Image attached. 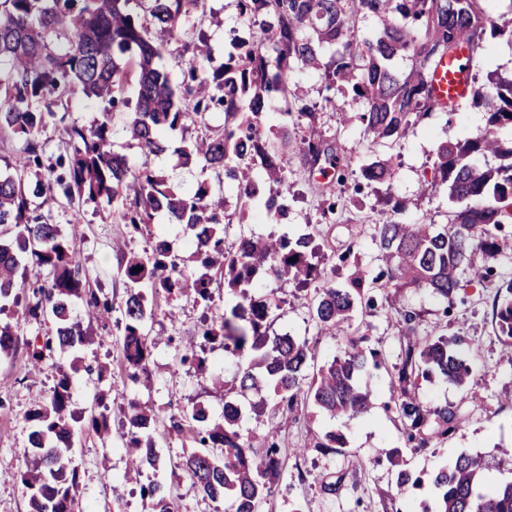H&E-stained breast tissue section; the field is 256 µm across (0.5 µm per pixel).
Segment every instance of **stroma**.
I'll list each match as a JSON object with an SVG mask.
<instances>
[{"label":"stroma","mask_w":512,"mask_h":512,"mask_svg":"<svg viewBox=\"0 0 512 512\" xmlns=\"http://www.w3.org/2000/svg\"><path fill=\"white\" fill-rule=\"evenodd\" d=\"M234 36H251L250 28L238 16L234 0H207L205 15H192L182 21L179 40L163 50L158 65L173 82H181L190 58L183 50L184 44L204 40L210 65L216 68L223 64L229 40ZM291 86L294 95L316 111L314 118H301L299 134L315 132L336 140L340 152L357 159L360 166L348 173L343 186L337 187L339 206L335 214L327 217L322 214L319 183L305 176L303 162L297 156L291 158L287 175V224L273 223L261 200L244 205L235 191H227L229 210L244 211L245 218L225 225L226 245L236 244L243 236L265 238L286 231L314 233L322 246L328 278L339 285L348 271L338 266L337 256L345 251L353 252L368 276L380 271L381 252L372 238L371 225L390 211L393 203L402 204L403 220H423L440 227L450 223L457 203L449 199L445 187L430 186L424 175L430 172L440 143L474 133L483 122L482 113L465 103L454 117L433 113L410 127L389 149L375 144L365 132L358 107L346 103L345 93L326 90L321 71L296 70ZM130 117L127 111L111 116L113 149L126 158L129 166H149L182 189L202 179L200 167L180 165L176 153L183 140L201 135L199 126L173 133L165 152L147 155L126 130ZM385 159L393 164L389 184L363 185L362 190H355V183L362 180L361 165ZM116 208V203L102 200L77 207L62 201L43 209L47 222L60 225L61 229L79 225L80 234L73 246L89 285L110 297L114 310L108 320L89 324L88 329L96 338L93 345L53 351L40 369L32 368L26 343L54 335L55 325L49 319L22 322L15 351L0 357V512H29L28 498L12 476L23 463L29 446L31 427L27 413L44 403L51 393L59 364L73 362L79 368L74 376L71 411L80 430L72 450L78 468L80 512H145L139 488L147 482L148 475L128 469L123 453V399L134 398L154 409L157 420L152 434L166 466L194 447L191 439L169 434L171 414L200 404L209 410L213 422L224 419V388L238 373L236 358L220 345L207 346L211 367L203 375L182 362V347L199 342L201 317L222 316L238 302V295L225 289L223 277L216 271L212 274L210 307L182 296L158 298L150 330L155 341L150 384L145 387L131 383L122 353V307L127 285L119 267L127 257L150 249L152 240L151 233L136 232L130 225L118 223ZM264 283L277 289L283 302L273 331L307 341L314 353L310 367L318 369L336 354L340 340L321 332L311 314L316 284L298 289L288 280L271 276L265 277ZM496 291V280L471 283L448 300L408 289L398 293L391 304L357 315L355 326L368 335L371 347L380 355L379 367H368L360 375L362 385L372 393L373 403L367 413L357 418L333 420L302 401L290 412L272 403L262 415L245 412L243 429L261 434L274 427L281 439L280 480L261 502L258 512H418L421 504L432 500L433 471L463 451L485 456L484 490L512 480V460L498 454L499 448H512V404L502 397L504 391H512V362L503 356L493 329ZM405 310L416 315L420 333H429L444 323L449 332H462L474 344L469 355L472 393L439 379L420 383L418 394L423 401L434 407L456 405L462 415L460 429L434 448L407 444L392 409L391 381L405 344L399 319ZM102 399L111 402L112 415L109 433L99 435L85 430L84 424ZM333 427L345 431L346 451L324 453L315 449L314 437ZM392 448L401 449L408 468L418 476V483H397L394 468L383 458L384 452ZM325 479L335 482V491L322 488Z\"/></svg>","instance_id":"obj_1"}]
</instances>
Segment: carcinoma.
I'll use <instances>...</instances> for the list:
<instances>
[{
    "instance_id": "cac0c4a2",
    "label": "carcinoma",
    "mask_w": 512,
    "mask_h": 512,
    "mask_svg": "<svg viewBox=\"0 0 512 512\" xmlns=\"http://www.w3.org/2000/svg\"><path fill=\"white\" fill-rule=\"evenodd\" d=\"M235 2L241 19L256 27L251 39H232L224 64L216 69L193 57L187 80L175 86L157 59L175 39L182 18L205 13L206 0H0V140L17 145L16 163L0 168V314L11 303L23 306L30 321L49 318L55 323V336L28 344L35 363L55 346L64 352L89 343L88 330L72 317L73 307L82 305L97 320L111 315L112 300L89 287L71 246L77 226L64 233L45 220L42 208L61 197L70 203L119 199L118 221L136 231L150 228L155 214L166 213L195 247L197 266L185 265L159 235L146 255H132L120 265L128 285L122 339L127 378H148L153 345L148 323L155 316L156 297L179 293L208 304L213 301L209 271H220L224 287L241 301L220 322L204 324L203 342L182 358L206 371L207 359L198 350L218 342L238 359V385L224 396L222 424L211 423L201 405L169 417V433L187 435L195 444L170 475L189 479L212 500L224 499L227 512H256L280 478V443L273 430L257 437L242 429L243 404L261 415L268 388L284 410L304 399L332 419L355 418L371 406V395L361 389L358 376L368 364L378 365V353L366 345V337L352 333L343 338L332 360L307 374L314 359L308 342L270 335L279 299L271 291H258L262 276L299 285L323 281L312 314L328 331L352 324L359 309H372L377 300L386 301L402 288L425 289L447 299L464 289L467 270L471 282L494 276V268L474 267L468 256L476 250L490 256L512 250V237L501 234L502 225L512 218L501 207L512 199V141L506 147L500 136L504 128H512V79L478 87L470 75L467 103L485 112L484 124L464 139L440 144L432 182L446 186L449 198L461 207L442 232L432 224L403 222L395 218L396 209L373 224L386 268L369 280L357 272L340 287L325 280L324 270L313 263L321 245L311 233H283L266 240L242 237L226 248L224 225L231 215L224 183L249 201L260 195L259 176H264V208L273 220L285 222L288 157L299 154L308 173L321 162L333 170L322 202L323 211L335 212L336 186L344 185L353 160L340 155L329 140L292 135L293 113L313 116L308 105L289 101L287 111L275 110L277 102L288 101L295 70L317 68L324 47H341L334 65L324 72L327 87L347 86L351 103L363 107L359 118L373 141L391 148L411 121L448 111L430 84L443 58L464 44L472 63L487 64L488 40L512 42V18L487 12L485 0ZM369 15L382 22L373 39L359 33L358 23ZM61 36L66 45L55 52L50 43ZM398 57L411 62L409 71H393L391 62ZM131 83L137 98L129 129L147 154L165 151L167 137L186 123L201 124L208 112L223 110L222 129H209L177 149L185 163L220 177L218 183L203 179L177 193L148 168L131 170L111 150L109 116L129 108L125 89ZM78 93L96 101L102 119L91 128L68 126V154L48 163L42 140L48 119L56 117L55 108L68 109ZM488 156L499 164H481ZM33 169L38 179L30 185L25 176ZM361 173L369 183H385L388 164L373 161ZM24 259L43 273L42 284L26 300L18 283ZM494 318L496 336L512 359V279L500 285ZM403 323L407 344L392 380L393 409L407 440L424 448L459 429L462 417L456 406L432 407L420 401L417 383L442 378L468 388L473 370L463 354L472 342L460 333L447 334L445 325L419 338L410 312L403 314ZM18 341V325L0 322V356L12 354ZM72 394L71 375L61 365L50 397L27 415L30 448L15 480L28 497L30 512H74L78 504L77 470L63 456L75 437ZM126 418L123 446L131 467L158 469L160 456L151 437L154 415L130 399ZM430 424L433 432H424ZM346 444L344 432L331 429L316 436L314 447L343 452ZM486 468L485 456L467 452L441 465L432 476L434 509L426 512H512V480L480 492ZM142 498L147 512H175L162 478L148 480Z\"/></svg>"
}]
</instances>
